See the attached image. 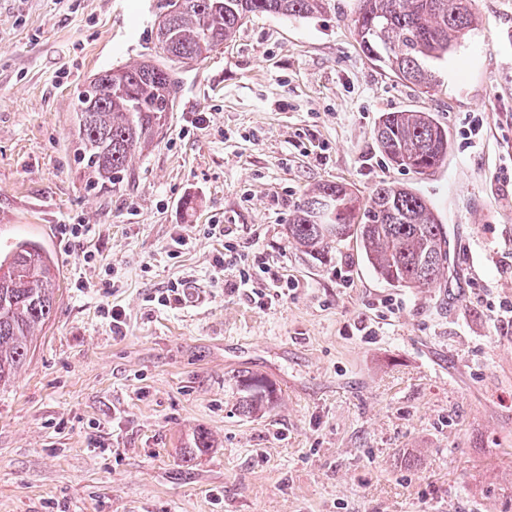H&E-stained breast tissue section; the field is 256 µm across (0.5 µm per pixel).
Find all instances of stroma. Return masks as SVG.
<instances>
[{
	"mask_svg": "<svg viewBox=\"0 0 512 512\" xmlns=\"http://www.w3.org/2000/svg\"><path fill=\"white\" fill-rule=\"evenodd\" d=\"M357 9L248 20L180 68L158 141L96 192L75 157L77 95L156 54L164 8L0 0V247L40 241L62 281L0 391V512H512V0H476L429 92L367 57ZM402 110L447 129L438 169L379 153L376 121ZM327 182L428 197L448 230L437 284L388 285L352 237L322 261L290 242L295 203ZM66 224L86 232L64 248ZM228 246L254 280L263 262L287 277V297L262 310L225 290ZM174 281L185 301L159 305ZM245 373L275 385L273 410L238 412ZM200 429L212 446L193 459Z\"/></svg>",
	"mask_w": 512,
	"mask_h": 512,
	"instance_id": "stroma-1",
	"label": "stroma"
}]
</instances>
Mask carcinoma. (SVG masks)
Returning <instances> with one entry per match:
<instances>
[{
  "label": "carcinoma",
  "mask_w": 512,
  "mask_h": 512,
  "mask_svg": "<svg viewBox=\"0 0 512 512\" xmlns=\"http://www.w3.org/2000/svg\"><path fill=\"white\" fill-rule=\"evenodd\" d=\"M328 0H187L155 23L162 53L97 73L77 95L76 153L87 185L110 191L132 158L158 138L174 111L177 68L198 62L232 40L250 18L265 14L313 19ZM475 0H360L354 34L368 58L418 88L436 83L432 64L474 30ZM375 140L389 163L417 173L448 157V131L430 112L382 114ZM359 240L375 274L393 287L428 290L448 264V234L431 201L416 189L380 183L368 208L343 184L323 183L295 205L288 238L316 259L342 240ZM59 269L41 243L20 240L0 249V389L29 359L37 332L59 301ZM238 410L253 415L277 401L265 377L240 380Z\"/></svg>",
  "instance_id": "1"
}]
</instances>
